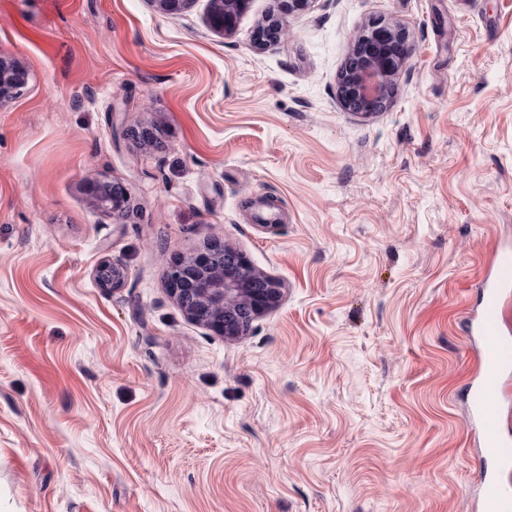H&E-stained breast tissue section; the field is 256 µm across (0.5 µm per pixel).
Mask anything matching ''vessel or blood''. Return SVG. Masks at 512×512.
I'll use <instances>...</instances> for the list:
<instances>
[{"mask_svg": "<svg viewBox=\"0 0 512 512\" xmlns=\"http://www.w3.org/2000/svg\"><path fill=\"white\" fill-rule=\"evenodd\" d=\"M512 290V245L501 244L495 270L481 286L476 310L466 329L477 359V372L467 387L469 422L480 445L477 483L481 512H512V440L502 432L500 403L512 374V337L503 325L508 312L504 296Z\"/></svg>", "mask_w": 512, "mask_h": 512, "instance_id": "vessel-or-blood-1", "label": "vessel or blood"}]
</instances>
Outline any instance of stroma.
Segmentation results:
<instances>
[{
    "instance_id": "obj_1",
    "label": "stroma",
    "mask_w": 512,
    "mask_h": 512,
    "mask_svg": "<svg viewBox=\"0 0 512 512\" xmlns=\"http://www.w3.org/2000/svg\"><path fill=\"white\" fill-rule=\"evenodd\" d=\"M270 5L224 34L210 0H0L29 72L0 104V512H477L464 328L512 244V0H313L260 45ZM377 19L412 56L344 111ZM215 240L283 288L233 341L170 291ZM352 51L340 73L338 100L347 112L369 115L387 105L395 77L409 63L405 26L376 20L357 37ZM106 183H90L86 187V194L94 206L100 210L114 215L126 214L125 198L122 194L115 195L106 187Z\"/></svg>"
}]
</instances>
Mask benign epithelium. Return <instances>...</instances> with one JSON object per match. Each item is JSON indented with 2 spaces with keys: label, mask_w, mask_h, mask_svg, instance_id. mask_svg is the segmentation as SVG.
I'll list each match as a JSON object with an SVG mask.
<instances>
[{
  "label": "benign epithelium",
  "mask_w": 512,
  "mask_h": 512,
  "mask_svg": "<svg viewBox=\"0 0 512 512\" xmlns=\"http://www.w3.org/2000/svg\"><path fill=\"white\" fill-rule=\"evenodd\" d=\"M156 10L178 14L192 0H151ZM210 21L226 33L248 0H211ZM313 0H272L273 6L263 30L274 41L283 30L282 19L306 9ZM353 55L340 73L337 96L347 112L369 115L385 107L391 86L407 66L411 49L405 26L399 21L372 22L355 40ZM28 71L17 62L0 58V104L15 97L26 85ZM86 194L94 206L114 215L126 214L125 198L104 183H91ZM171 293L185 316L226 340L246 335L252 323L278 307L280 282L255 269L242 254L221 241L206 245L194 257L179 260L170 270Z\"/></svg>",
  "instance_id": "benign-epithelium-1"
}]
</instances>
